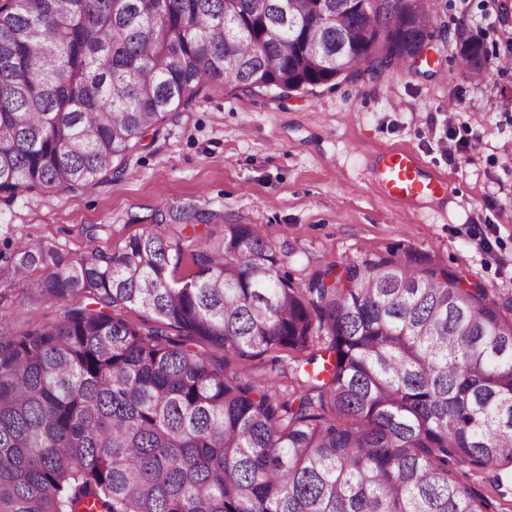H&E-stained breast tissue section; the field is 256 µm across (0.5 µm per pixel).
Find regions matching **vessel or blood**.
<instances>
[{
    "mask_svg": "<svg viewBox=\"0 0 512 512\" xmlns=\"http://www.w3.org/2000/svg\"><path fill=\"white\" fill-rule=\"evenodd\" d=\"M377 170L386 194L405 207L418 198L438 195L441 190L440 181L423 177L422 163L410 151L384 152L378 161Z\"/></svg>",
    "mask_w": 512,
    "mask_h": 512,
    "instance_id": "1",
    "label": "vessel or blood"
}]
</instances>
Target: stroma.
<instances>
[{"label": "stroma", "mask_w": 512, "mask_h": 512, "mask_svg": "<svg viewBox=\"0 0 512 512\" xmlns=\"http://www.w3.org/2000/svg\"><path fill=\"white\" fill-rule=\"evenodd\" d=\"M446 26L411 75L389 70L285 99L227 81L171 113L128 158L122 178L66 194L23 193L0 204V276L21 241L67 256L116 252L171 214L165 237L193 241L212 223L255 225L294 278L397 248L432 253L512 314V69L477 86L458 69L457 34L490 56L512 52V0H430ZM417 154L446 193L407 218L377 180L378 157Z\"/></svg>", "instance_id": "1"}]
</instances>
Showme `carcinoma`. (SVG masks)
<instances>
[{
    "label": "carcinoma",
    "instance_id": "cac0c4a2",
    "mask_svg": "<svg viewBox=\"0 0 512 512\" xmlns=\"http://www.w3.org/2000/svg\"><path fill=\"white\" fill-rule=\"evenodd\" d=\"M442 29L423 0H0V203L126 174L225 80L287 97L409 69ZM456 60L473 81L489 54L462 36ZM161 216L117 253L15 248L10 282L66 306L19 329L0 312V512L512 506V317L485 290L412 248L297 280L241 223L178 279ZM282 350L304 357L287 392L231 367ZM461 463L506 478L500 504Z\"/></svg>",
    "mask_w": 512,
    "mask_h": 512
}]
</instances>
